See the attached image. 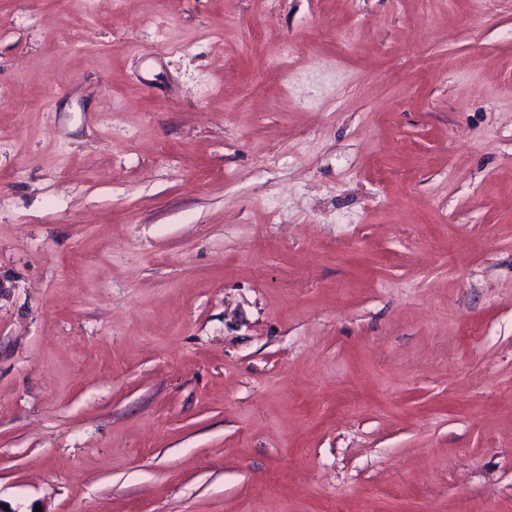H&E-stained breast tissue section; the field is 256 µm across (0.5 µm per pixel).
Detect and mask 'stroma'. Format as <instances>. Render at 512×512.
<instances>
[{"instance_id": "stroma-1", "label": "stroma", "mask_w": 512, "mask_h": 512, "mask_svg": "<svg viewBox=\"0 0 512 512\" xmlns=\"http://www.w3.org/2000/svg\"><path fill=\"white\" fill-rule=\"evenodd\" d=\"M0 502L512 512V0H0Z\"/></svg>"}]
</instances>
